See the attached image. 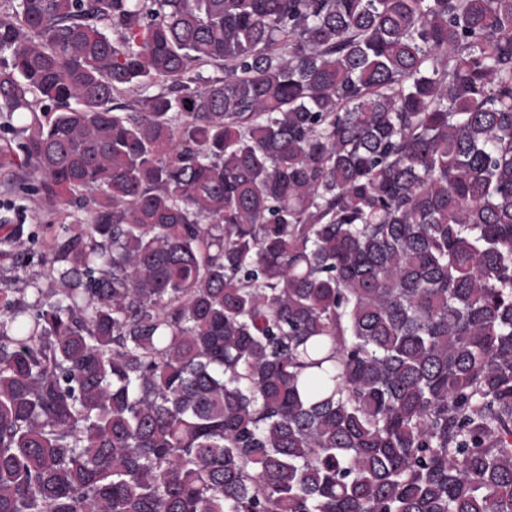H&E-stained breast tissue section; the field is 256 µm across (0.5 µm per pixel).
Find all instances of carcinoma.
Instances as JSON below:
<instances>
[{
  "label": "carcinoma",
  "instance_id": "1",
  "mask_svg": "<svg viewBox=\"0 0 512 512\" xmlns=\"http://www.w3.org/2000/svg\"><path fill=\"white\" fill-rule=\"evenodd\" d=\"M5 2L0 512H512V0ZM24 171L25 169L16 166L9 170H0L1 202L12 200L17 205L25 207V228H29V231L35 234L32 237L29 235L28 238L24 236L25 245L18 259L0 255V288L6 285L11 288H26L25 300L32 303L37 296L34 288H40L46 293L56 285L57 274L51 272L46 261L51 240L63 234V225L78 227L88 224V215L75 210V218L84 224H74L72 219L64 221L57 213L45 209L38 196L29 188L31 183L26 182L25 186L22 185L21 176Z\"/></svg>",
  "mask_w": 512,
  "mask_h": 512
}]
</instances>
